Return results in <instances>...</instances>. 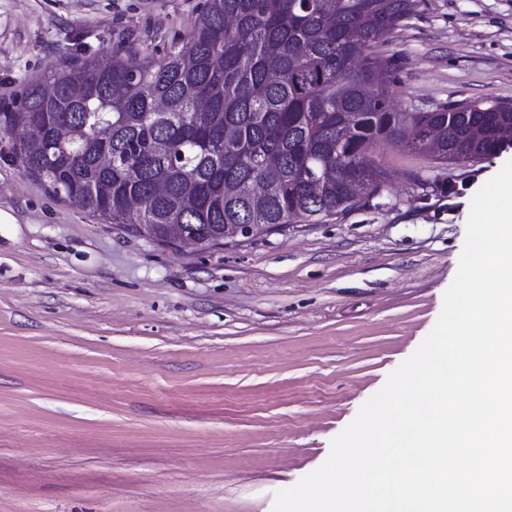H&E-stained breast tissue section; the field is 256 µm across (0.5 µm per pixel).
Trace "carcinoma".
I'll return each mask as SVG.
<instances>
[{"label": "carcinoma", "instance_id": "1", "mask_svg": "<svg viewBox=\"0 0 512 512\" xmlns=\"http://www.w3.org/2000/svg\"><path fill=\"white\" fill-rule=\"evenodd\" d=\"M415 6L204 0L161 56L116 47L46 69L6 112L19 136L9 158L59 198L162 244L168 224L217 246L226 224L268 233L337 218L381 197L371 153L406 127L402 146L445 166L512 145V104L393 109L398 59L379 65L373 48ZM31 125L39 138L26 137Z\"/></svg>", "mask_w": 512, "mask_h": 512}]
</instances>
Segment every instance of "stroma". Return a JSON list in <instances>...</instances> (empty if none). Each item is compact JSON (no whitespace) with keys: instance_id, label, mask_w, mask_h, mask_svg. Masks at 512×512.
<instances>
[{"instance_id":"1","label":"stroma","mask_w":512,"mask_h":512,"mask_svg":"<svg viewBox=\"0 0 512 512\" xmlns=\"http://www.w3.org/2000/svg\"><path fill=\"white\" fill-rule=\"evenodd\" d=\"M202 3L0 0V104L83 50L165 51ZM394 53L396 110L512 103V0H419L375 47ZM379 158L370 204L210 249L103 223L0 158V512H271L321 466L432 330L494 165Z\"/></svg>"}]
</instances>
